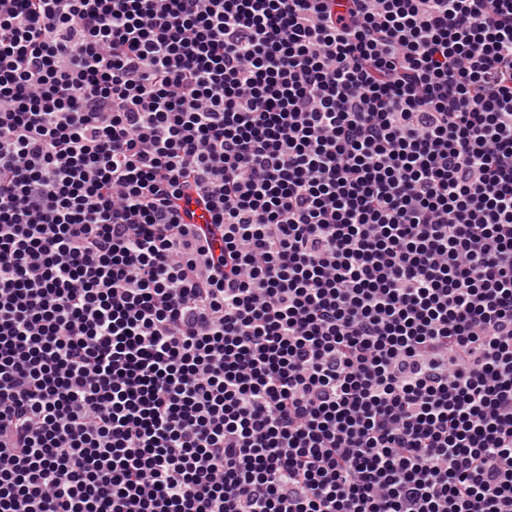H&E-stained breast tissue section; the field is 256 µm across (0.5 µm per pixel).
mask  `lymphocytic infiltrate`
<instances>
[{
  "label": "lymphocytic infiltrate",
  "instance_id": "1",
  "mask_svg": "<svg viewBox=\"0 0 512 512\" xmlns=\"http://www.w3.org/2000/svg\"><path fill=\"white\" fill-rule=\"evenodd\" d=\"M0 512H512V0H0Z\"/></svg>",
  "mask_w": 512,
  "mask_h": 512
}]
</instances>
